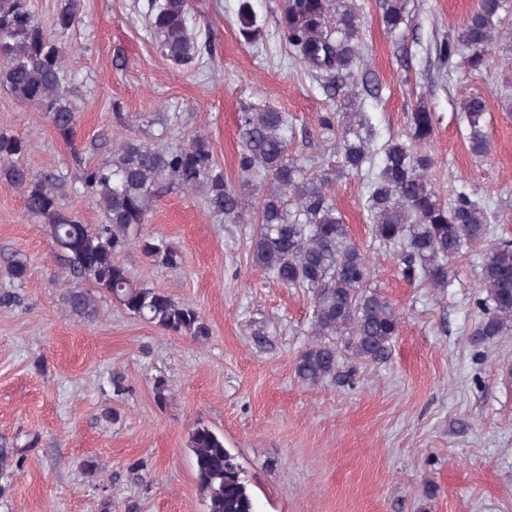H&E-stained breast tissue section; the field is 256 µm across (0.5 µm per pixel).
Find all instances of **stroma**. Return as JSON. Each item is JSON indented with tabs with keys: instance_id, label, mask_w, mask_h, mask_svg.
<instances>
[{
	"instance_id": "stroma-1",
	"label": "stroma",
	"mask_w": 512,
	"mask_h": 512,
	"mask_svg": "<svg viewBox=\"0 0 512 512\" xmlns=\"http://www.w3.org/2000/svg\"><path fill=\"white\" fill-rule=\"evenodd\" d=\"M240 2L190 0L200 54L178 67L145 36L149 0H80L75 26L58 36L73 140L1 87L0 129L29 142L35 173L65 175L62 204L94 226L103 214L76 193L74 152L97 165L126 138L167 144L147 122L152 112L182 113L181 135L207 136L233 184L248 104L287 113L297 154L322 156L318 118L333 101L281 44L279 0H250L264 23L253 44L238 32ZM353 2L367 84L357 105L374 147L405 134L424 103L436 119L430 185L445 200L456 189L481 200L494 237L512 240V35L476 72L441 63L435 44L457 34L477 0H405L396 33L383 0ZM472 95L486 104L482 158L468 149L461 110ZM369 182L364 172L334 178L333 201L401 327L387 362L359 364L340 387L297 382L295 361L312 340L309 294L255 267L251 225L209 213L199 193H160L138 230L177 246L180 267L154 265L136 247L124 254L134 281L201 313L208 333L194 338L104 294L93 316L72 317L64 298L74 279L22 194L0 181V442L21 459L0 512H206L188 448L200 425L223 435L254 512H512V336L473 338L481 258H459L444 292L409 280L372 236ZM15 258L27 264L20 280L9 271Z\"/></svg>"
}]
</instances>
